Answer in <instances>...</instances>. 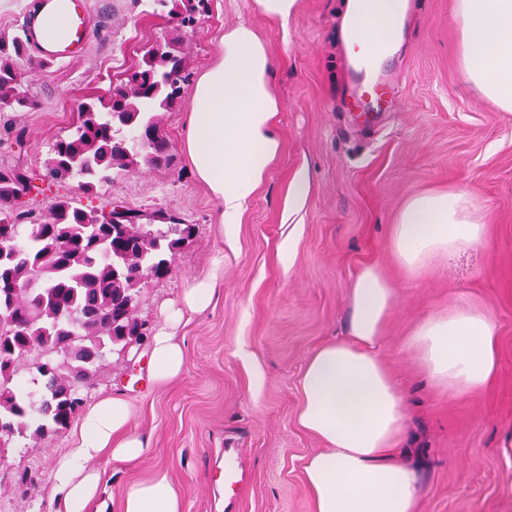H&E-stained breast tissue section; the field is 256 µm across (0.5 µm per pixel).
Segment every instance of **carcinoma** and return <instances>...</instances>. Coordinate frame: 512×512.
Masks as SVG:
<instances>
[{"mask_svg": "<svg viewBox=\"0 0 512 512\" xmlns=\"http://www.w3.org/2000/svg\"><path fill=\"white\" fill-rule=\"evenodd\" d=\"M181 33L141 47L134 70L107 98L85 97L78 121L58 138L43 172L0 165V439H37L66 428L82 398L73 382L91 384L110 354L137 335L131 315L149 280L171 271L173 257L195 225L164 212L132 210L112 232L104 211L80 197L141 166L166 167L170 144L163 113L185 93L186 29L207 0H157ZM25 36L0 37V103L33 106L24 89ZM35 180L68 183L72 191L32 217L12 203Z\"/></svg>", "mask_w": 512, "mask_h": 512, "instance_id": "carcinoma-1", "label": "carcinoma"}]
</instances>
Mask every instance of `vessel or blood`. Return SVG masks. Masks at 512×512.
Listing matches in <instances>:
<instances>
[{
  "label": "vessel or blood",
  "mask_w": 512,
  "mask_h": 512,
  "mask_svg": "<svg viewBox=\"0 0 512 512\" xmlns=\"http://www.w3.org/2000/svg\"><path fill=\"white\" fill-rule=\"evenodd\" d=\"M65 13L67 21L59 34L47 31L58 13ZM368 18H361L352 32V54L348 60V72L352 85V99L363 112L380 109L381 97L390 85L381 71L380 64L392 48V35L372 39L366 33ZM37 52L41 57L69 62L82 57L87 49L90 28L84 0H67L65 5L47 0L43 18L35 25Z\"/></svg>",
  "instance_id": "obj_1"
}]
</instances>
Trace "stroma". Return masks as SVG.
<instances>
[{"mask_svg":"<svg viewBox=\"0 0 512 512\" xmlns=\"http://www.w3.org/2000/svg\"><path fill=\"white\" fill-rule=\"evenodd\" d=\"M345 2L299 0L284 24L260 15L254 0H209L190 36L192 79L220 35L240 23L273 59L281 151L231 231L181 145L187 96L165 117L169 166H141L82 197L87 208L121 202L194 225L171 273L143 289L138 316L150 332L190 283L215 271L222 277L209 308L176 329L184 351L176 380L153 385L147 337L127 358L109 356L84 391L88 403L124 397L132 430L147 442L137 461L97 462L107 508L88 512H116L112 501L160 470L178 486L184 512H313L302 464L324 444L297 422L300 380L312 352L345 334L355 274L372 262L398 294L382 354L408 391L405 446L418 477L417 512H512V112L465 83L455 0H409L403 34L382 64L391 99L365 121L347 93ZM87 4L83 58L46 73L27 68L33 107L0 114V165L44 169L52 144L76 123L79 100L108 97L143 45L173 33L156 0ZM301 168L309 192L293 211L288 191ZM448 189L475 196L487 243L408 276L387 248L390 228L411 196ZM461 297L494 318L500 368L484 391L454 397L430 384L409 339L426 316ZM70 444L65 430L0 446V512H53L47 487ZM228 460L245 479L236 497L218 477Z\"/></svg>","mask_w":512,"mask_h":512,"instance_id":"35a3bbf8","label":"stroma"}]
</instances>
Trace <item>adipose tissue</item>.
I'll return each mask as SVG.
<instances>
[{
	"instance_id": "obj_1",
	"label": "adipose tissue",
	"mask_w": 512,
	"mask_h": 512,
	"mask_svg": "<svg viewBox=\"0 0 512 512\" xmlns=\"http://www.w3.org/2000/svg\"><path fill=\"white\" fill-rule=\"evenodd\" d=\"M365 8L371 12L370 34L377 37L404 11L405 0H347L345 27H353ZM454 21L467 82L512 112V0H456ZM278 110L272 59L253 27L242 23L225 31L213 62L192 87L183 140L195 177L215 201L225 228L239 222L280 152ZM485 242L486 226L472 194L431 192L408 200L390 229L388 248L414 277L436 257ZM218 285L214 275L193 282L167 327L155 334L148 363L155 385L171 383L183 368L173 326L205 311ZM396 302L397 290L382 267L365 265L354 278L347 336L325 343L307 360L298 422L325 445L303 465L314 512H416L417 476L402 458L406 393L382 355ZM409 346L430 381L455 396L482 391L499 373L496 324L463 298L448 313L424 319ZM130 418L128 402L118 395L86 410L74 428L73 447L50 477L55 512H87L98 498L95 461L133 462L143 455L146 444L132 431ZM119 512H184V504L160 472L125 490Z\"/></svg>"
}]
</instances>
